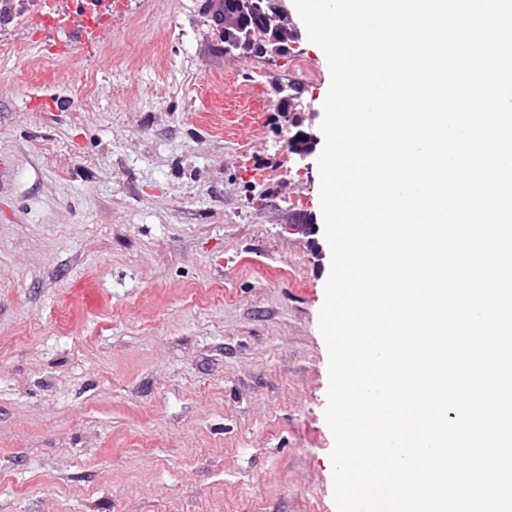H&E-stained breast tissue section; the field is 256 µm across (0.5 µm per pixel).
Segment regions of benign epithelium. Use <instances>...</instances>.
<instances>
[{
    "mask_svg": "<svg viewBox=\"0 0 512 512\" xmlns=\"http://www.w3.org/2000/svg\"><path fill=\"white\" fill-rule=\"evenodd\" d=\"M223 0H207V12L213 19L216 36L225 42L227 52H239L243 55L256 56L262 53V42L254 39L249 27L250 16L260 13L271 16L283 29H288V12L284 0H240L241 11L229 13L217 9ZM319 143L316 134L299 130L289 139L288 149L303 162L311 156Z\"/></svg>",
    "mask_w": 512,
    "mask_h": 512,
    "instance_id": "benign-epithelium-1",
    "label": "benign epithelium"
}]
</instances>
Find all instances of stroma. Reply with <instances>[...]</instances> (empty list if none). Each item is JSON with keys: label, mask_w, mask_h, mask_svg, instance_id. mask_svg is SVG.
<instances>
[{"label": "stroma", "mask_w": 512, "mask_h": 512, "mask_svg": "<svg viewBox=\"0 0 512 512\" xmlns=\"http://www.w3.org/2000/svg\"><path fill=\"white\" fill-rule=\"evenodd\" d=\"M89 52L0 23V512H336L319 313L324 52L224 53L204 0ZM298 82L292 109L278 84ZM318 143L319 139L313 132L298 130L290 136L288 149L300 162H304L315 152Z\"/></svg>", "instance_id": "1"}]
</instances>
